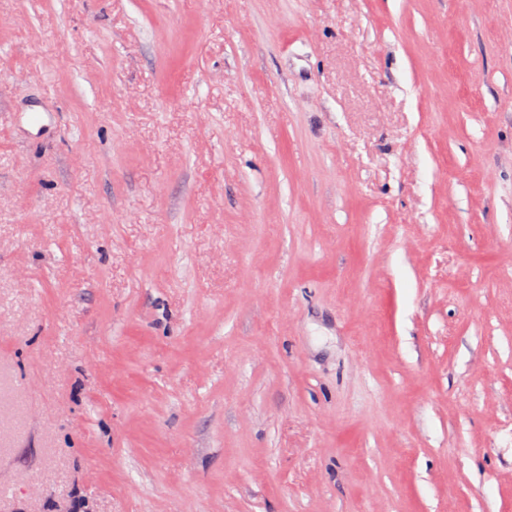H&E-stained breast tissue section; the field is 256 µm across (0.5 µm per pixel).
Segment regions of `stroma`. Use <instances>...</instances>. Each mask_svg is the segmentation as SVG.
I'll list each match as a JSON object with an SVG mask.
<instances>
[{"mask_svg": "<svg viewBox=\"0 0 512 512\" xmlns=\"http://www.w3.org/2000/svg\"><path fill=\"white\" fill-rule=\"evenodd\" d=\"M76 493L512 512V0H0V512Z\"/></svg>", "mask_w": 512, "mask_h": 512, "instance_id": "35a3bbf8", "label": "stroma"}]
</instances>
